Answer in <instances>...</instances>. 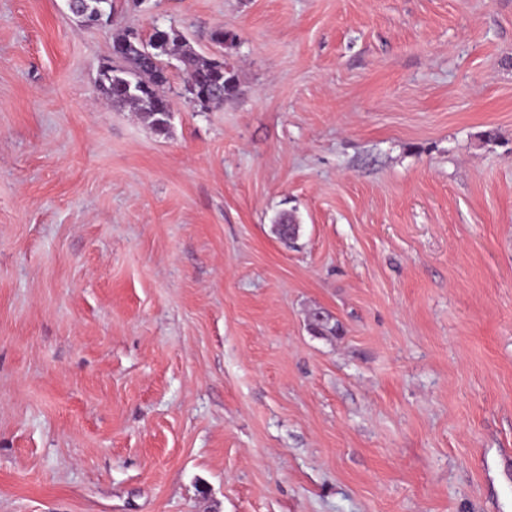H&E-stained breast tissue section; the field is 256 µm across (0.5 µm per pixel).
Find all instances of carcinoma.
I'll return each instance as SVG.
<instances>
[{
  "label": "carcinoma",
  "mask_w": 512,
  "mask_h": 512,
  "mask_svg": "<svg viewBox=\"0 0 512 512\" xmlns=\"http://www.w3.org/2000/svg\"><path fill=\"white\" fill-rule=\"evenodd\" d=\"M162 38L166 49L162 56L148 61L141 54L139 35L132 29L118 24L112 27V44L125 46V53L118 59L104 62L98 72L97 89L104 99L114 106L127 107L138 112L141 118L158 135L169 132L171 98L169 59L178 60L186 79H193L201 86L219 85V92H199L189 100L202 110L224 103L237 87V73L227 68L224 61L200 56L175 28L154 27L149 39ZM279 239L290 243L297 239L300 225L286 213L277 219Z\"/></svg>",
  "instance_id": "1"
}]
</instances>
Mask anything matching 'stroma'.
<instances>
[{
    "mask_svg": "<svg viewBox=\"0 0 512 512\" xmlns=\"http://www.w3.org/2000/svg\"><path fill=\"white\" fill-rule=\"evenodd\" d=\"M115 8L237 88L0 0V512H512V0ZM112 46L123 45L126 50L118 59L110 58L104 62L98 72L97 89L106 101L113 106L128 107L139 112L141 118L158 135L169 132V115L174 112L167 90L170 88V72L167 68L169 59L175 58L184 71L185 83L195 80L202 87L219 85V92L212 94L200 91L189 100L200 108L208 110L212 105L224 103L232 96L237 87V73L234 68H227L223 60L200 56L175 28L155 26L148 40L163 38L166 49L156 61H147L141 54L153 60L148 43L139 41V35L129 27L122 25V20L112 26ZM130 83L136 91L128 93L124 84Z\"/></svg>",
    "mask_w": 512,
    "mask_h": 512,
    "instance_id": "35a3bbf8",
    "label": "stroma"
}]
</instances>
